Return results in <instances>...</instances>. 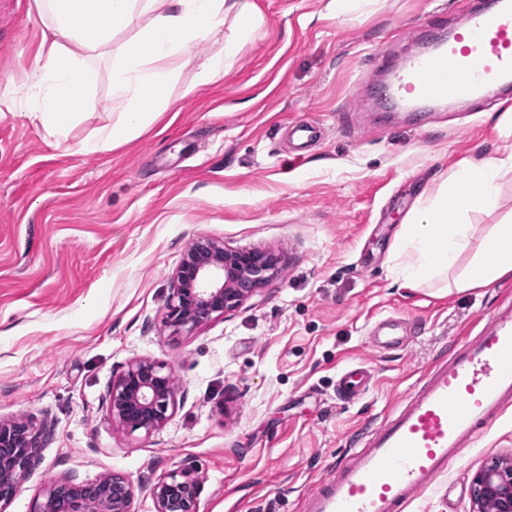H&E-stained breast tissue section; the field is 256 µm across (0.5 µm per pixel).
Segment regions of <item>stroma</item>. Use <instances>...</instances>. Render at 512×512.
Returning <instances> with one entry per match:
<instances>
[{"mask_svg":"<svg viewBox=\"0 0 512 512\" xmlns=\"http://www.w3.org/2000/svg\"><path fill=\"white\" fill-rule=\"evenodd\" d=\"M263 34L235 68L186 88L217 51L197 46L171 87L163 125L85 154L111 124L110 79L63 146L6 96L35 59L32 0H0V417L50 420L9 512H32L48 482L122 474L135 512L151 486L193 470L200 512H300L304 494L363 446L424 373L475 335L512 278L488 288H402L395 235L424 191L475 156L512 153L502 109L385 116L369 94L380 52L417 49L414 29L447 28L471 0H254ZM325 131L289 148L288 123ZM200 237L273 250L280 269L241 307L192 331L165 323L170 276ZM400 317L405 346L374 351L378 319ZM172 368L174 410L152 435L112 424L105 399L133 360ZM368 362L375 381L353 404L336 376ZM512 457V406L407 512H471L470 482Z\"/></svg>","mask_w":512,"mask_h":512,"instance_id":"35a3bbf8","label":"stroma"}]
</instances>
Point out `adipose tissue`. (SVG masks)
Here are the masks:
<instances>
[{
  "instance_id": "1",
  "label": "adipose tissue",
  "mask_w": 512,
  "mask_h": 512,
  "mask_svg": "<svg viewBox=\"0 0 512 512\" xmlns=\"http://www.w3.org/2000/svg\"><path fill=\"white\" fill-rule=\"evenodd\" d=\"M33 7L45 29L20 99L25 118L56 143L94 96L95 61L107 64L112 123L82 143L84 153L117 149L167 112L170 87L195 46L223 44L196 73L198 89L230 72L264 28L253 0H33ZM509 176L512 154L476 158L428 192L393 245L403 286L487 288L512 278V211L495 224L469 221L502 209Z\"/></svg>"
}]
</instances>
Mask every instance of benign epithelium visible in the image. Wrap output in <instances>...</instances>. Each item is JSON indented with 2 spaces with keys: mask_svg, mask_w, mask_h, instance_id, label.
I'll use <instances>...</instances> for the list:
<instances>
[{
  "mask_svg": "<svg viewBox=\"0 0 512 512\" xmlns=\"http://www.w3.org/2000/svg\"><path fill=\"white\" fill-rule=\"evenodd\" d=\"M280 257L260 248H231L198 238L172 276L166 324L177 330L205 325L240 307L278 271ZM174 373L164 364L138 359L112 380L107 408L128 433L160 430L177 393ZM42 430L28 419L0 418V512H7L30 466ZM199 482L189 471L158 481L151 494L156 512H198ZM474 512H512V460L494 461L471 480ZM135 490L121 475L112 482L52 481L33 512H134Z\"/></svg>",
  "mask_w": 512,
  "mask_h": 512,
  "instance_id": "7a95c632",
  "label": "benign epithelium"
}]
</instances>
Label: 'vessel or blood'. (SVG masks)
<instances>
[{
  "label": "vessel or blood",
  "mask_w": 512,
  "mask_h": 512,
  "mask_svg": "<svg viewBox=\"0 0 512 512\" xmlns=\"http://www.w3.org/2000/svg\"><path fill=\"white\" fill-rule=\"evenodd\" d=\"M387 77L377 94L398 112H426L442 103L474 104L512 98V0H479L464 23L430 52L396 62L379 57ZM289 133L299 148L321 137L318 125L296 122ZM399 324L386 319L369 344H404ZM372 367L344 368L336 392L361 398ZM512 404V307L499 309L476 336L438 361L406 397L373 427L330 477L302 501V512H405L455 465L463 448Z\"/></svg>",
  "instance_id": "vessel-or-blood-1"
}]
</instances>
